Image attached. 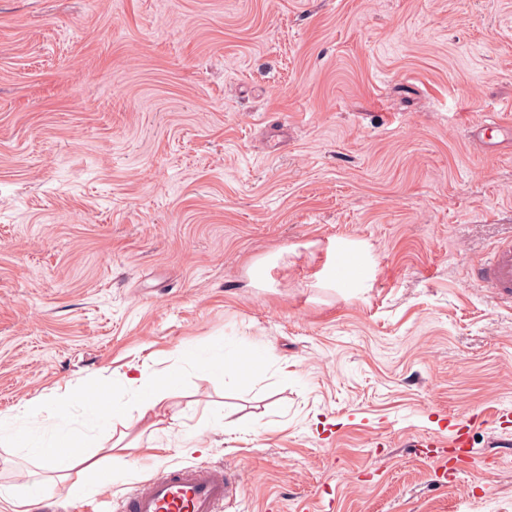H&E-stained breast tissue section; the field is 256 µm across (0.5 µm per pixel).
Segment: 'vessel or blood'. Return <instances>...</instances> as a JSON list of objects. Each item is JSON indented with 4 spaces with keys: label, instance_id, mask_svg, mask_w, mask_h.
<instances>
[{
    "label": "vessel or blood",
    "instance_id": "1",
    "mask_svg": "<svg viewBox=\"0 0 512 512\" xmlns=\"http://www.w3.org/2000/svg\"><path fill=\"white\" fill-rule=\"evenodd\" d=\"M477 280L495 296L512 301V239L501 241L479 265ZM230 476L215 465L187 466L160 473L130 492L122 512H222Z\"/></svg>",
    "mask_w": 512,
    "mask_h": 512
}]
</instances>
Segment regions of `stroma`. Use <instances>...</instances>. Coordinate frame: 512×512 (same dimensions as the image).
Instances as JSON below:
<instances>
[{
	"mask_svg": "<svg viewBox=\"0 0 512 512\" xmlns=\"http://www.w3.org/2000/svg\"><path fill=\"white\" fill-rule=\"evenodd\" d=\"M500 116L512 0H0V414L134 444L32 512L200 464L224 512H512ZM221 340L252 381L187 367L167 431L55 399ZM477 280L492 288L499 299L512 301V239L501 241L479 265Z\"/></svg>",
	"mask_w": 512,
	"mask_h": 512,
	"instance_id": "obj_1",
	"label": "stroma"
}]
</instances>
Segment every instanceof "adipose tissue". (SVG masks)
Segmentation results:
<instances>
[{
  "label": "adipose tissue",
  "mask_w": 512,
  "mask_h": 512,
  "mask_svg": "<svg viewBox=\"0 0 512 512\" xmlns=\"http://www.w3.org/2000/svg\"><path fill=\"white\" fill-rule=\"evenodd\" d=\"M180 374V369L174 368L161 377L143 372L129 378L132 401L126 409L105 401L104 388L97 382L65 392L64 398L67 402L82 406L99 423L133 420L150 432L157 433L161 430L167 402ZM17 422V417L0 416V447L18 449L22 455L38 459L42 468L52 472L74 470L87 478L98 473L99 463L94 460L92 453L70 450L72 435H64L51 444L34 438H22L17 434Z\"/></svg>",
  "instance_id": "ef3b65f1"
}]
</instances>
